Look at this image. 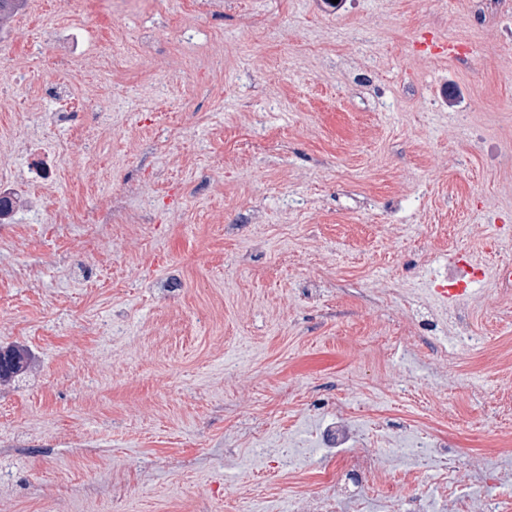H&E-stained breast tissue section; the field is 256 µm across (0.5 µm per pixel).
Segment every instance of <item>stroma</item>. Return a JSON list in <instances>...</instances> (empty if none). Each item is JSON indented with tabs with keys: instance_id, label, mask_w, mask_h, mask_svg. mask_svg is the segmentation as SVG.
<instances>
[{
	"instance_id": "stroma-1",
	"label": "stroma",
	"mask_w": 512,
	"mask_h": 512,
	"mask_svg": "<svg viewBox=\"0 0 512 512\" xmlns=\"http://www.w3.org/2000/svg\"><path fill=\"white\" fill-rule=\"evenodd\" d=\"M48 82L84 108L37 129L39 187L17 117ZM4 174L0 347L34 364L0 385V512H289L328 474L354 512L432 490L390 457L414 435L476 495L512 477V0H29ZM453 251L484 275L451 301ZM452 309L476 343L446 366ZM28 151L32 157L29 170H31L34 182L52 183L56 158L60 154L59 150L48 148L31 136Z\"/></svg>"
}]
</instances>
